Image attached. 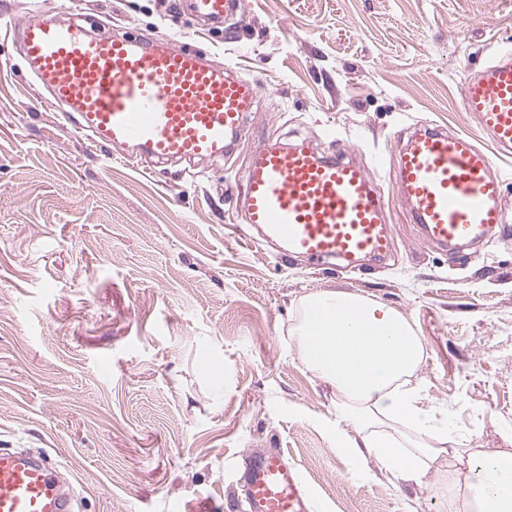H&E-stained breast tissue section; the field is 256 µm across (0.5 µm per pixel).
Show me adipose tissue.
<instances>
[{
    "label": "adipose tissue",
    "mask_w": 512,
    "mask_h": 512,
    "mask_svg": "<svg viewBox=\"0 0 512 512\" xmlns=\"http://www.w3.org/2000/svg\"><path fill=\"white\" fill-rule=\"evenodd\" d=\"M293 333L305 368L336 390V440L354 462L375 458L394 484L421 483L453 426L425 401V347L401 313L369 298L315 291ZM356 438L345 439L346 429ZM469 512H512V451L459 460Z\"/></svg>",
    "instance_id": "obj_1"
}]
</instances>
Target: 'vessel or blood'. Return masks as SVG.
<instances>
[{"label": "vessel or blood", "instance_id": "b4317fda", "mask_svg": "<svg viewBox=\"0 0 512 512\" xmlns=\"http://www.w3.org/2000/svg\"><path fill=\"white\" fill-rule=\"evenodd\" d=\"M244 0H177L180 13L223 27ZM18 37L46 103L74 132L109 150L146 152L155 163L229 159L260 85L230 67L215 68L169 35L145 41L116 32L90 35L52 12L8 27ZM462 106L501 149L512 152V44L470 74ZM504 176L467 137L435 125L410 135L398 153L393 193L377 166L318 150L302 140L253 151L236 182L242 218L280 255L357 267L388 258L394 239L388 199L409 205L424 242L456 253L492 238H512ZM248 512H319L300 470L277 448L246 452L241 475ZM60 473L42 457L0 452V512H72Z\"/></svg>", "mask_w": 512, "mask_h": 512}]
</instances>
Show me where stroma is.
<instances>
[{"instance_id":"35a3bbf8","label":"stroma","mask_w":512,"mask_h":512,"mask_svg":"<svg viewBox=\"0 0 512 512\" xmlns=\"http://www.w3.org/2000/svg\"><path fill=\"white\" fill-rule=\"evenodd\" d=\"M174 0H0V23L36 8L107 36L164 32L217 66L260 78L227 163L108 158L65 130L31 85L21 43L0 37V451L70 474L79 512H224L242 454L282 449L321 512H448L454 465L396 486L356 466L322 421L336 393L292 335L313 291L373 299L421 336L417 372L468 449L512 448V240L451 254L387 211L394 257L360 268L287 261L245 238L229 182L269 136L395 176L413 123L501 154L461 108L467 75L512 41V0H245L200 30Z\"/></svg>"}]
</instances>
